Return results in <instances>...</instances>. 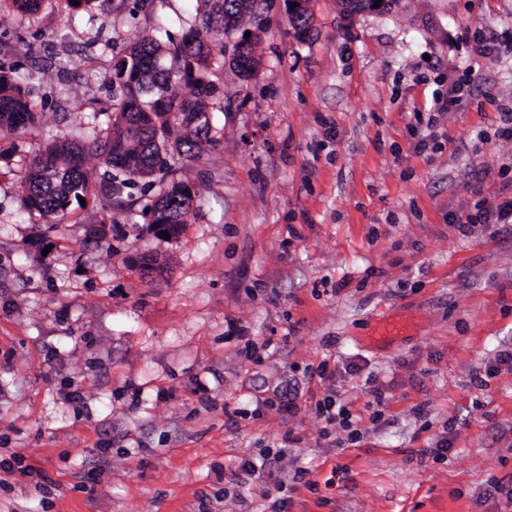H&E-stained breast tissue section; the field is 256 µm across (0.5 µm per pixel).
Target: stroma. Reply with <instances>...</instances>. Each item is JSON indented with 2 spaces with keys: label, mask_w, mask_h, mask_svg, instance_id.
I'll return each mask as SVG.
<instances>
[{
  "label": "stroma",
  "mask_w": 512,
  "mask_h": 512,
  "mask_svg": "<svg viewBox=\"0 0 512 512\" xmlns=\"http://www.w3.org/2000/svg\"><path fill=\"white\" fill-rule=\"evenodd\" d=\"M197 0L0 4V74L41 120L0 133V512H267L280 475L236 483L277 450L304 471L288 512H512V224L461 234L452 212L512 199V0H402L342 18L312 0L293 36L264 0L262 67L212 57L217 148L171 176L197 190L179 236L150 228L144 180L63 217H28L18 174L54 140L105 128L130 42L199 28ZM496 46L478 56L474 32ZM469 77L418 149L417 114ZM156 259L162 276H143ZM408 335L368 345L385 317ZM326 366L359 442L316 406ZM387 401L379 425L373 390ZM297 414L280 412L283 397ZM452 448L436 454L443 437Z\"/></svg>",
  "instance_id": "obj_1"
}]
</instances>
